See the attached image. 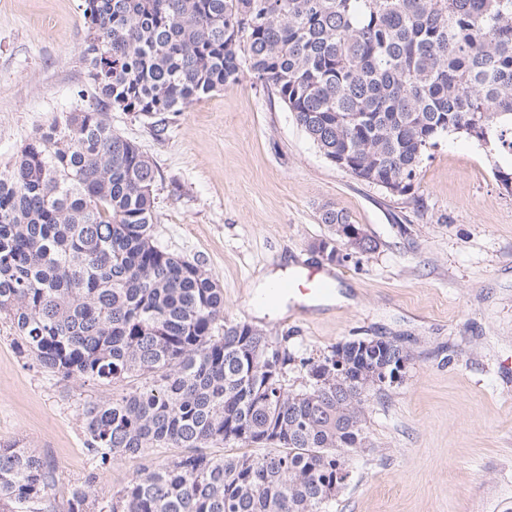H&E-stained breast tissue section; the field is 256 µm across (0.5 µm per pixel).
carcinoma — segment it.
<instances>
[{
	"mask_svg": "<svg viewBox=\"0 0 512 512\" xmlns=\"http://www.w3.org/2000/svg\"><path fill=\"white\" fill-rule=\"evenodd\" d=\"M83 17L96 106L39 128L0 169V316L48 372L103 388L145 378L84 404L101 462L186 449L139 470L110 512H326L367 393L410 352L361 339L298 360L224 322L202 264L155 244L154 168L107 112L156 128L246 66L328 160L405 194L445 134L512 154V0H83ZM319 218L351 223L331 204ZM297 361L308 385L290 391ZM54 485L35 451L0 445V512H51ZM89 497L75 489L67 512H91Z\"/></svg>",
	"mask_w": 512,
	"mask_h": 512,
	"instance_id": "1",
	"label": "carcinoma"
}]
</instances>
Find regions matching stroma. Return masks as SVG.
<instances>
[{"instance_id": "35a3bbf8", "label": "stroma", "mask_w": 512, "mask_h": 512, "mask_svg": "<svg viewBox=\"0 0 512 512\" xmlns=\"http://www.w3.org/2000/svg\"><path fill=\"white\" fill-rule=\"evenodd\" d=\"M81 0H0V164L52 118L96 102ZM113 130L156 171L155 243L198 261L224 290V319L320 356L362 338L402 343L401 380L366 401L367 442L329 512H512V191L494 178L512 157L453 134L423 157L410 194L362 182L330 162L291 112L242 70L156 131L112 109ZM332 204L377 242L330 264L343 305L292 314L259 307L269 271L321 262ZM0 320V443L34 449L54 469L55 512L94 482V512L143 466L176 456L100 461L82 408L111 390L44 371Z\"/></svg>"}]
</instances>
